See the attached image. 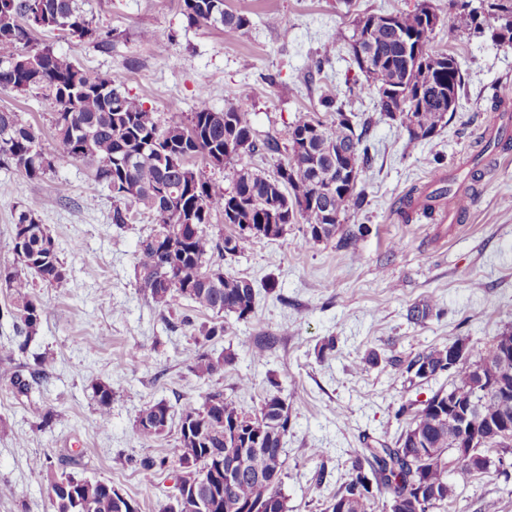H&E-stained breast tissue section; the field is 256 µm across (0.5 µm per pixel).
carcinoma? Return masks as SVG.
Listing matches in <instances>:
<instances>
[{"instance_id":"1","label":"carcinoma","mask_w":512,"mask_h":512,"mask_svg":"<svg viewBox=\"0 0 512 512\" xmlns=\"http://www.w3.org/2000/svg\"><path fill=\"white\" fill-rule=\"evenodd\" d=\"M181 11L190 25L224 27L233 40L249 19L228 9L226 0H180ZM50 20L38 15V0H0V90H40L54 105L53 143L42 147L38 131L17 112L0 110V163L28 179H39L54 170L44 164L47 157L72 160L83 165L93 190L106 189L114 199L112 224L123 229L137 208L150 217L152 232L140 242L136 288L146 299L167 308L179 296L196 308L213 314L211 324H202L194 334L197 349L190 366L199 377H211L234 361L231 354H216L205 345L224 337L226 315L248 319L254 311L255 288L251 280L224 274L223 260L242 252L256 240H278L290 224L306 226L313 242L336 234L339 217L346 207L363 203L357 182H346L328 197L317 193L325 180H336V168L361 172L368 162L362 146L367 125L355 126L335 101L323 106L336 112V121L326 124L305 115L288 129V156L266 174L242 164L243 156L281 153L273 138H256L251 113L229 103L217 110L201 101L195 111L172 114L162 121L144 108L136 97L122 92L101 73L76 65L54 47L31 44L38 30H64L87 38L107 49L114 35L92 25L78 0H47ZM468 0H448V10L469 9ZM505 21L512 32V0H479L477 11ZM393 24L380 23L382 15L366 14L354 21L353 34L328 42L334 49L368 36L374 52L373 69L364 73L367 91L378 99L380 110L400 119L409 141L431 137L447 123L448 99L430 93L443 88L459 98L463 89L460 63L451 53L432 52L436 28L442 27L453 40L458 32L452 22H440L431 0H421L411 12L390 13ZM234 166L229 190L217 187L205 168ZM134 188L122 194L123 182ZM183 185L192 189L183 207L153 194L159 184ZM236 209L237 229L226 234L212 224L213 215ZM10 266H0V284L10 292V312L20 320L24 339L17 350L25 353L36 337L45 305L33 288L39 281L48 288L70 287V273L59 257L58 243L48 227L29 210L18 213L13 227ZM450 346L434 347L391 364L426 379L446 373L449 387L440 388L414 412L409 425L389 444L362 436L347 482L332 496L325 512H374L377 496L384 497L386 512H433L448 505L455 484L448 479V466L463 478L496 468L509 478L512 463V430L497 427L501 405L488 389L482 375L498 367L499 342L493 337L477 359L459 358L448 368ZM47 373L46 359L34 358L28 373L19 370L10 377L18 397L31 399L33 383ZM458 402H478L472 425L478 434L474 447L456 448L461 434L457 419L448 416V394ZM93 398L101 419L112 405V387L100 383ZM164 401L149 402L136 415L132 428L144 441L160 438L164 422L172 421ZM290 426L287 398L271 383L260 407L248 412L221 392H208L201 403L182 409L177 447L172 456L180 468L178 481L197 487L198 500L184 502L179 512H212L208 507L220 493L214 484L199 481L201 473L216 459L227 460L245 453L247 466L233 493L222 499L223 512H288L280 485L285 470L284 438ZM34 468L48 480L53 512H137L131 500L112 496L110 484L89 480L77 472L58 473L50 457H39Z\"/></svg>"}]
</instances>
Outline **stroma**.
I'll return each mask as SVG.
<instances>
[{"label":"stroma","instance_id":"1","mask_svg":"<svg viewBox=\"0 0 512 512\" xmlns=\"http://www.w3.org/2000/svg\"><path fill=\"white\" fill-rule=\"evenodd\" d=\"M417 2L228 0L250 19L229 42L223 27L188 26L178 0H79L94 26L115 33L111 50L60 30L35 33L38 44L111 78L162 119L194 111L204 89L215 108L233 103L251 112L258 139L283 143L304 112L320 111L323 97L337 98L368 121L371 163L357 185L365 206L340 217L342 225L364 227L355 249L335 238L310 241L304 225L292 224L283 238L225 258L226 274L254 283L255 310L246 320L225 316L224 337L214 348L235 360L205 378L189 368L192 330L181 318L201 324L211 314L181 298L164 309L136 289L138 244L151 218L136 215L116 230L110 193L88 200V173L78 162H58L38 180L1 165L0 265L14 261L15 215L26 209L52 232L71 284L63 293L38 287L47 314L27 352L13 361L4 353L20 340L19 322L0 287V512H53L47 483L33 467L44 455L57 470L112 484L138 512H161L177 492L176 466L146 471L139 463L169 456L178 427L142 441L132 431L139 409L164 400L177 415L187 402L218 390L249 410L271 376L290 406L281 484L288 512H322L348 477L360 434L395 441L409 423L400 407L422 404L449 384L444 374L409 381L390 365L391 356L458 341L473 357L493 336L512 331V133L497 134L502 115L512 116V102L489 109L496 85H512V44L487 26H460L452 41L437 36L434 50L461 62L463 90L447 124L414 142L373 96L348 94L345 81L359 71L346 50L335 51L322 71L313 68L329 39L351 34L355 14L410 11ZM145 27L151 39L141 37ZM0 109L20 113L51 145L54 107L41 92H0ZM440 176L455 178L474 196L457 222H449L444 196L429 218L406 206L408 196L434 192ZM62 179L69 194L57 202ZM423 302L433 303V316L412 320L411 307ZM265 336L276 344L263 359L252 358L247 343ZM331 336L335 352L317 359L318 346ZM371 351L379 364L359 371ZM37 356L48 358L47 375L32 400L15 397L12 372ZM102 382L112 387L105 422L93 399ZM33 402L51 411L48 427H37ZM313 448L319 459H311ZM454 483L455 498L439 512H512V481L497 473L458 476Z\"/></svg>","mask_w":512,"mask_h":512}]
</instances>
